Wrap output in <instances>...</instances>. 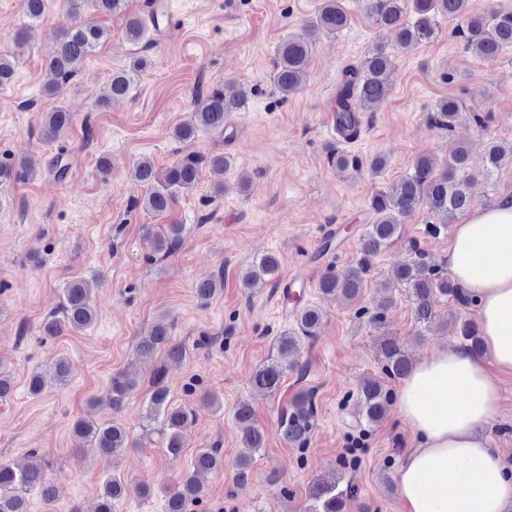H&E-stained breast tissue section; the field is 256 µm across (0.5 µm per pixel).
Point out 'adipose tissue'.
Wrapping results in <instances>:
<instances>
[{
  "label": "adipose tissue",
  "instance_id": "adipose-tissue-1",
  "mask_svg": "<svg viewBox=\"0 0 512 512\" xmlns=\"http://www.w3.org/2000/svg\"><path fill=\"white\" fill-rule=\"evenodd\" d=\"M448 269L478 299L485 352L441 350L407 377L398 411L419 445L396 482L406 512H506L512 470L487 433L500 388L485 362L512 370V204L478 210L456 225Z\"/></svg>",
  "mask_w": 512,
  "mask_h": 512
}]
</instances>
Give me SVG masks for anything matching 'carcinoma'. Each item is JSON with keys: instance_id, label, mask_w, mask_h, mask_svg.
I'll return each mask as SVG.
<instances>
[{"instance_id": "obj_1", "label": "carcinoma", "mask_w": 512, "mask_h": 512, "mask_svg": "<svg viewBox=\"0 0 512 512\" xmlns=\"http://www.w3.org/2000/svg\"><path fill=\"white\" fill-rule=\"evenodd\" d=\"M29 23L18 32L15 40L23 46L28 34L35 29L47 8V0H22ZM128 0H63V8L74 14L86 8L98 14L124 15V37L136 47L145 48L151 41V32L159 31L162 15L128 14ZM368 14L374 23L389 30L398 50L414 44L427 43L438 34V18L458 21L456 34L462 39L464 49L485 60L494 61L501 52L512 48V9H492L482 14L469 11V0H367ZM350 24V15L343 0H322V3L305 26L303 33L288 36L276 48L270 81L281 100L286 101L306 85L309 60L314 44L321 34L336 36ZM111 37L108 29L93 21L83 26L67 27L46 54V66L54 74V81L46 89L50 96L62 92L74 77L73 64L96 51ZM17 54H0V87L8 85L14 76ZM144 57L133 58L130 68L112 74L107 90L98 98L102 107L130 95L140 72L146 69ZM395 68V52L383 46L369 50L359 63L351 65L343 73V80L336 89V122L340 133L354 137L361 130L362 115L375 111L384 100L390 75ZM247 96L233 89L232 83L217 85L194 99L195 124L174 129L176 139H189L201 132L224 131V120L232 112L247 107ZM436 128L453 131L463 120L481 122L480 115L467 112L454 98L442 99L434 112L428 116ZM73 122L72 113L57 107L44 115L39 128L40 139L53 142L67 132ZM512 159V147L504 148L491 144L479 164H474L468 151L456 148L443 167L427 157H420L413 168L390 191H377L369 202L374 215L372 223L366 225L361 237V256L343 275L327 273L319 282L325 294L341 292L348 298L356 297L371 276L372 259L390 246L400 236L406 218L420 210H428L437 216L426 233L438 235L448 228V219L470 210L473 198L470 186L475 174L490 178L505 161ZM217 171L231 166L229 156L222 153L209 156L187 154L164 171H157L148 160L138 162L132 171L133 181L143 194L135 205L144 210L164 214L171 210L179 196L191 191L197 184L202 166ZM31 174L27 164L17 167L0 161V181L21 179ZM184 231L182 224H161L158 229H149L144 237L157 253H169L180 243ZM280 260L273 254H265L254 261L241 276L243 287L259 288L278 278ZM224 288V279L214 277L201 281L196 288L197 297L206 303ZM382 288H403L414 305L415 325L418 335L430 326L434 319V302L445 297L448 302L468 306L473 296L456 282L443 274L441 266L431 263L429 254L414 241L410 245L409 258L398 266L392 278ZM97 308L90 289L83 282L74 281L63 290L61 315H51L42 323L43 334L55 336L65 328L83 330L93 324ZM321 312L310 306L304 307L296 317L299 334L282 333L274 340L277 358H270L250 378L252 392L261 397L276 395L288 372L299 370L298 356L301 340L317 335L321 324ZM463 349L474 353L483 352V339L476 323L471 320L451 321ZM165 328H155L149 336L140 338L136 345V356L150 358L157 350L168 348L171 358L182 357L178 345H168ZM381 372L391 380L407 377L412 364L401 345L393 338H383L378 344ZM138 380L128 372L112 375L108 389L112 406L121 407ZM362 420L374 424L384 418L391 403L390 393L376 379L363 383L359 391ZM253 408L243 402L237 405L235 420L243 426V444L255 452L263 447V433L251 425ZM196 413L189 408H173L169 404V389L164 374L159 371L152 380L149 407V423L145 431L157 433L166 451L178 455L185 445L187 432L195 421ZM315 417L314 393L305 392L297 396L288 407L281 410L279 428L282 437L290 444L303 446L309 438ZM74 435L81 447L106 458H111L128 447L127 431L115 424H98L79 420L74 425ZM224 470V456L219 448L199 449L189 470L181 479L180 486L170 492L164 512H192L203 497V474ZM41 486L45 498L57 499L58 490L45 483L43 472L38 468L17 469L0 461V512H28L26 491ZM129 492L122 478L116 474L106 477L103 492L93 512H116V502ZM351 485L342 486L339 481L319 479L309 490L308 512H344V503L351 496Z\"/></svg>"}]
</instances>
